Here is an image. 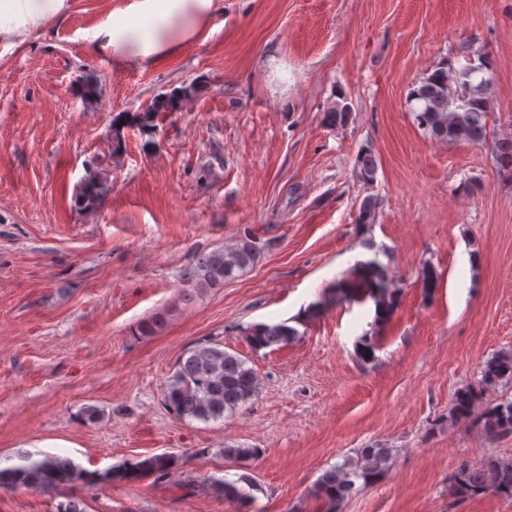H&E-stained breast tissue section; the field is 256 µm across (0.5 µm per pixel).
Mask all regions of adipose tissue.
Masks as SVG:
<instances>
[{
    "label": "adipose tissue",
    "mask_w": 512,
    "mask_h": 512,
    "mask_svg": "<svg viewBox=\"0 0 512 512\" xmlns=\"http://www.w3.org/2000/svg\"><path fill=\"white\" fill-rule=\"evenodd\" d=\"M65 7L66 0H0V56ZM223 12L224 0H125L95 29L91 48L124 67H151L209 36Z\"/></svg>",
    "instance_id": "ef3b65f1"
}]
</instances>
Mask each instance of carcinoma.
<instances>
[{
  "label": "carcinoma",
  "instance_id": "1",
  "mask_svg": "<svg viewBox=\"0 0 512 512\" xmlns=\"http://www.w3.org/2000/svg\"><path fill=\"white\" fill-rule=\"evenodd\" d=\"M491 71L490 62L465 66L459 70L438 65L423 77L410 92L416 104L415 120L436 141L467 140L482 144L487 140V116L490 112L492 78L483 76ZM197 92L193 84L175 88L155 96L138 112L120 113L112 119V151L107 163L120 156L123 149V128L135 127L150 136L156 129L159 114L175 112ZM352 108L345 97L335 102L324 114V121L343 127L351 119ZM493 154L499 169L512 177V135L493 143ZM375 154L363 149L355 158V173L360 181L370 185L377 173ZM110 170L103 167L90 172L79 186L78 204L83 210H94L109 191ZM378 198L365 196L359 205L356 224L367 231L377 221ZM264 251L261 239L253 233L241 236L235 243L209 252L197 253L193 262L181 273L182 301L192 302L194 296L210 288H220L254 267ZM361 274L368 281L374 303L375 322L388 319L397 307L401 292L399 282L390 275L388 266L374 258L361 263ZM324 307L318 301L303 310L299 317L276 323H258L246 332V341L257 352L274 346L282 347L299 335L297 324L316 317ZM166 322L162 314L142 322L139 335L151 336ZM249 358L224 347L217 338L204 339L176 361L167 380L164 404L175 417L208 422L224 418L248 405L259 393L261 381L256 370L248 365ZM512 387V349H503L487 359L481 367L477 384L458 391L448 407V421L465 420L486 440L497 441L512 436V398H487L497 388ZM396 449L385 445H367L355 455H345L342 461L326 469L316 480L313 495L322 504V512H342L353 496L356 482L363 485L378 482L393 464ZM224 458L244 463L258 458L260 449L244 445H224ZM20 463L0 467V487L8 491L26 489L52 493L62 486L91 488L103 482H130L143 476L157 480L168 477L185 463L175 453H160L135 457L105 471L88 472L70 459L58 454L25 453ZM212 493L232 505L253 501L257 484L247 475L235 481L214 479ZM450 491L456 500H465L492 492L512 499V457L489 455L478 462L462 463L450 480Z\"/></svg>",
  "mask_w": 512,
  "mask_h": 512
}]
</instances>
